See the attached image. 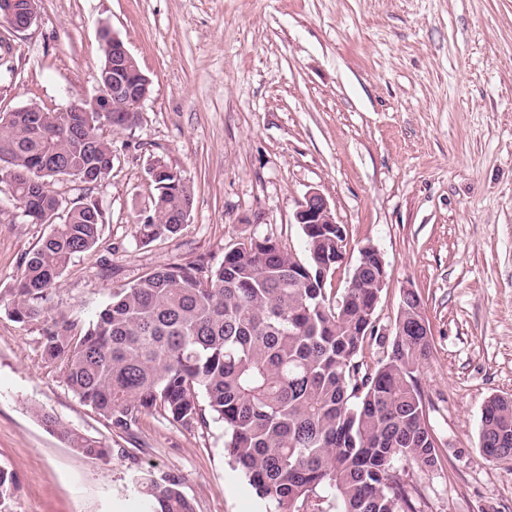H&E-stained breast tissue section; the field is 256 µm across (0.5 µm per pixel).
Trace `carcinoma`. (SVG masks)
<instances>
[{
    "instance_id": "1",
    "label": "carcinoma",
    "mask_w": 512,
    "mask_h": 512,
    "mask_svg": "<svg viewBox=\"0 0 512 512\" xmlns=\"http://www.w3.org/2000/svg\"><path fill=\"white\" fill-rule=\"evenodd\" d=\"M78 100L64 112L28 104L0 113V183L11 186L25 216L50 226L22 259L10 290L11 315L42 324L44 360L61 366L81 403L129 431L158 414L191 429L224 424V447L270 512H415L413 494L394 472L408 461L426 472L441 466L417 372L430 342L415 292H403L391 337L380 335L376 309L387 273L375 253L360 251L358 281L340 294L327 288L345 259V225L307 224L306 260L270 236L229 247L217 267L179 263L149 270L112 289L87 325L48 316L45 303L71 260L96 247L104 224L98 203L82 196L59 216L48 184L84 187L112 169L109 125L122 112H90ZM143 244L173 236L192 211L193 195L176 174L154 183ZM382 358L367 368L370 341ZM47 430L91 459L112 449L43 411ZM479 452L512 457V399L482 408ZM15 480L0 467V512ZM134 491L151 512H195L174 475L147 472Z\"/></svg>"
}]
</instances>
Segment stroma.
I'll return each instance as SVG.
<instances>
[{"instance_id": "1", "label": "stroma", "mask_w": 512, "mask_h": 512, "mask_svg": "<svg viewBox=\"0 0 512 512\" xmlns=\"http://www.w3.org/2000/svg\"><path fill=\"white\" fill-rule=\"evenodd\" d=\"M118 36L151 80L140 119L104 127L112 169L63 201L90 194L105 223L47 305L89 324L114 287L171 263L216 266L255 236L295 256L294 222L310 190L348 230L331 281L347 287L367 245L387 272L377 325L392 334L401 294L421 298L431 353L417 374L441 468L408 462L416 512H512V459L479 453L481 409L512 397V0H39L30 28L0 25V112L66 111L99 93L102 30ZM162 161L194 196L175 236L142 244L149 168ZM0 185V291L48 234ZM102 439L90 459L35 414ZM0 467L13 473L11 512H146L132 481L179 477L195 512H266L231 462L224 427L191 429L157 415L113 428L44 360L41 327L0 302Z\"/></svg>"}]
</instances>
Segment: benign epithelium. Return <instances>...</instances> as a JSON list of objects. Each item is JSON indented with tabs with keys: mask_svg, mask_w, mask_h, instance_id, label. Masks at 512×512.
<instances>
[{
	"mask_svg": "<svg viewBox=\"0 0 512 512\" xmlns=\"http://www.w3.org/2000/svg\"><path fill=\"white\" fill-rule=\"evenodd\" d=\"M24 14V23L16 30L28 29L37 18L34 0H0V21L9 23L18 14ZM103 46L112 52V88L101 87V92L90 102L92 112H129L132 124L139 121V106L150 93V79L142 72L129 71L127 66L132 55L123 41L116 35L104 31L101 34ZM294 221L297 224H334L336 219L332 208L323 193L309 191L300 202Z\"/></svg>",
	"mask_w": 512,
	"mask_h": 512,
	"instance_id": "7a95c632",
	"label": "benign epithelium"
}]
</instances>
